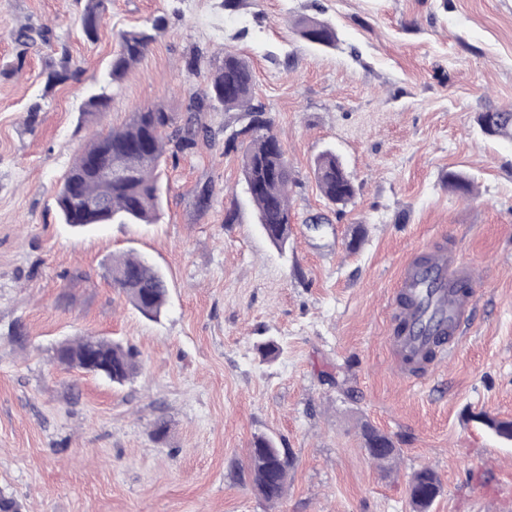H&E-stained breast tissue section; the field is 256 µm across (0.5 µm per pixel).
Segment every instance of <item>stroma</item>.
Instances as JSON below:
<instances>
[{
	"instance_id": "obj_1",
	"label": "stroma",
	"mask_w": 512,
	"mask_h": 512,
	"mask_svg": "<svg viewBox=\"0 0 512 512\" xmlns=\"http://www.w3.org/2000/svg\"><path fill=\"white\" fill-rule=\"evenodd\" d=\"M303 14L335 27L334 48L293 33ZM76 16L75 0H0V493L20 512H412L409 478L428 466L429 512H512V442L478 419L512 420V143L476 124L512 109V0H112L94 43ZM156 17L109 111L86 118L119 32ZM23 25L49 42L20 47ZM62 46L77 76L45 90ZM228 50L252 66L293 171L287 252L256 224L221 110L164 167L158 223L63 224L56 192L84 143L157 102L184 124ZM329 148L356 189L340 211L314 177ZM438 247L477 269L475 311L457 353L408 379L386 343L393 293ZM132 252L167 279L159 320L112 286L109 265ZM82 336L135 349L140 370L120 386L59 367V344ZM269 338L280 353L265 360ZM366 424L393 436L390 468L370 459ZM261 434L292 462L273 507L248 478Z\"/></svg>"
}]
</instances>
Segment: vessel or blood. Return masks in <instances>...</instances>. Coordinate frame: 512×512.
I'll use <instances>...</instances> for the list:
<instances>
[{
	"label": "vessel or blood",
	"mask_w": 512,
	"mask_h": 512,
	"mask_svg": "<svg viewBox=\"0 0 512 512\" xmlns=\"http://www.w3.org/2000/svg\"><path fill=\"white\" fill-rule=\"evenodd\" d=\"M472 281V267L443 249L433 252L426 263L414 261L403 267L395 309L404 329L389 336L388 343L405 374L421 377L425 357L438 362L459 349L475 305L467 289ZM460 282L465 291L457 290Z\"/></svg>",
	"instance_id": "b4317fda"
}]
</instances>
